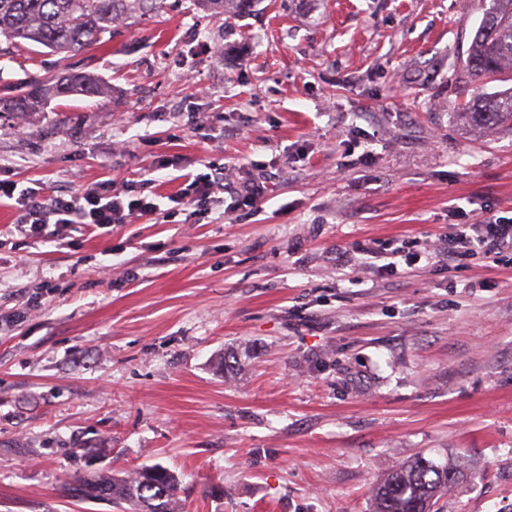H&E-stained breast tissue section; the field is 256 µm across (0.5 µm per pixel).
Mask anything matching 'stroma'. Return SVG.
<instances>
[{"label": "stroma", "instance_id": "35a3bbf8", "mask_svg": "<svg viewBox=\"0 0 512 512\" xmlns=\"http://www.w3.org/2000/svg\"><path fill=\"white\" fill-rule=\"evenodd\" d=\"M489 3L177 0L65 61L0 56V89L111 88L0 118V179L44 199L149 178L164 211L211 164L276 176L256 215L0 238V512H118L61 487L154 464L183 512H371L419 453L469 473L441 512H512V254L390 277L356 251L512 217V131L454 117L506 88L465 68ZM65 72L58 76L34 78L26 85L16 87V94L0 97L1 114H8L20 121L43 112L48 102L57 98L71 96L105 97L108 86L94 73L89 71Z\"/></svg>", "mask_w": 512, "mask_h": 512}]
</instances>
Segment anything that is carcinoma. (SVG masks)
Wrapping results in <instances>:
<instances>
[{
    "label": "carcinoma",
    "mask_w": 512,
    "mask_h": 512,
    "mask_svg": "<svg viewBox=\"0 0 512 512\" xmlns=\"http://www.w3.org/2000/svg\"><path fill=\"white\" fill-rule=\"evenodd\" d=\"M167 7V0H0V37L16 46L40 45L66 59L101 44L116 27L155 17ZM465 67L484 85L501 82L512 72V0H491L475 30ZM107 95L108 86L96 74L67 69L58 76L34 78L15 88L14 95L0 97V115L24 121L44 111L53 99ZM455 116L479 128L512 129V91L479 94ZM463 471L459 463L439 465L418 455L379 484L373 512H433ZM179 489L180 477L160 465L80 477L63 485L71 498L129 504L133 512H177Z\"/></svg>",
    "instance_id": "carcinoma-1"
}]
</instances>
